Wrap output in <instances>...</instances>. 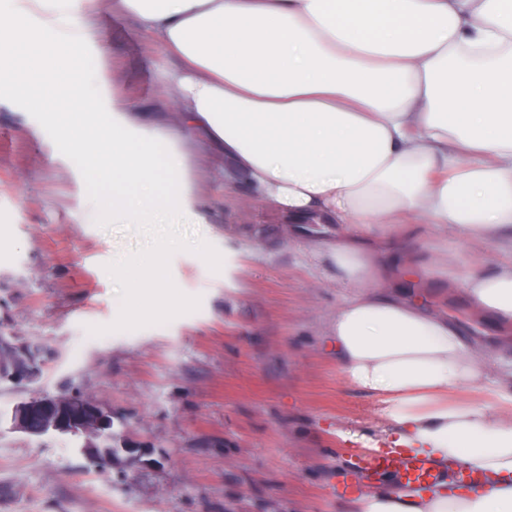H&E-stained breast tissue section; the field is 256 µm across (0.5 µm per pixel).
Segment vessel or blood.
<instances>
[{"label":"vessel or blood","mask_w":512,"mask_h":512,"mask_svg":"<svg viewBox=\"0 0 512 512\" xmlns=\"http://www.w3.org/2000/svg\"><path fill=\"white\" fill-rule=\"evenodd\" d=\"M354 468L359 477L366 481L384 474L394 475L401 487L418 497L437 491L447 482L456 488L469 489L486 484L483 473L463 465L455 467L452 480H445L442 466L434 460L397 451L375 452L358 458Z\"/></svg>","instance_id":"vessel-or-blood-1"}]
</instances>
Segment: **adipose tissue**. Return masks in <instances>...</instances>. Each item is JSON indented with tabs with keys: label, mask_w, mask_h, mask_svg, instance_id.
Wrapping results in <instances>:
<instances>
[{
	"label": "adipose tissue",
	"mask_w": 512,
	"mask_h": 512,
	"mask_svg": "<svg viewBox=\"0 0 512 512\" xmlns=\"http://www.w3.org/2000/svg\"><path fill=\"white\" fill-rule=\"evenodd\" d=\"M64 0H0V87L53 122L116 224L146 231V251L113 260L133 307L162 306L161 263L187 250L232 268L231 253L180 227L204 218L175 145L221 146L224 177L288 224L336 225L313 257L350 294L328 335L343 382L373 395L388 447L459 462L484 492L413 499L394 491L341 512H512V372L487 384L492 345L462 336L425 287L457 258L424 225L497 247L466 291L512 346V0H121L178 65L180 123L141 136L134 115L102 117L71 61L98 19L78 28ZM482 391L491 405L450 395Z\"/></svg>",
	"instance_id": "1"
}]
</instances>
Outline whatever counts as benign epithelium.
<instances>
[{
	"mask_svg": "<svg viewBox=\"0 0 512 512\" xmlns=\"http://www.w3.org/2000/svg\"><path fill=\"white\" fill-rule=\"evenodd\" d=\"M43 366L42 361L35 363L20 357L7 380L32 384L40 376ZM9 419L11 428L22 433L57 432L81 437V450L91 463L112 465V411L96 401L35 394L15 404Z\"/></svg>",
	"mask_w": 512,
	"mask_h": 512,
	"instance_id": "7a95c632",
	"label": "benign epithelium"
}]
</instances>
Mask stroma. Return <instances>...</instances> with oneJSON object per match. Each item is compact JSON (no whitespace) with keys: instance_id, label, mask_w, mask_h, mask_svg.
<instances>
[{"instance_id":"35a3bbf8","label":"stroma","mask_w":512,"mask_h":512,"mask_svg":"<svg viewBox=\"0 0 512 512\" xmlns=\"http://www.w3.org/2000/svg\"><path fill=\"white\" fill-rule=\"evenodd\" d=\"M113 2L74 0L73 19L99 23L72 67L96 75L101 106L165 132L178 121L167 94L175 60ZM48 125L0 94V333L45 357L37 384L0 381V411L37 391L93 399L112 411L119 453L100 467L79 437L1 422L0 512H338L350 449L368 448L385 422L370 395L342 382L327 345L347 291L307 243H329L335 225L286 240L243 182L225 183L217 147L192 149L189 191L206 221L190 230L234 252L235 267L170 253L162 280L176 287L174 307L118 324L122 290L107 271L144 239L97 209L67 145L35 135ZM429 303L468 335L493 331L463 281L437 276ZM126 443L146 455L123 452Z\"/></svg>"}]
</instances>
